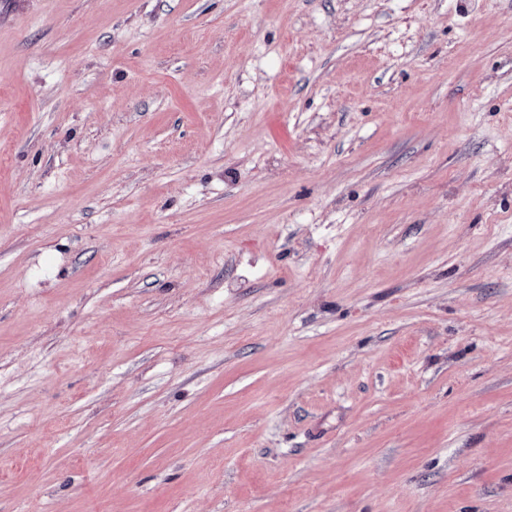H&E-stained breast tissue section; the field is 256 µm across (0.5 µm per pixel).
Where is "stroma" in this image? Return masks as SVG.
I'll use <instances>...</instances> for the list:
<instances>
[{"mask_svg":"<svg viewBox=\"0 0 512 512\" xmlns=\"http://www.w3.org/2000/svg\"><path fill=\"white\" fill-rule=\"evenodd\" d=\"M0 512H512V0H0Z\"/></svg>","mask_w":512,"mask_h":512,"instance_id":"obj_1","label":"stroma"}]
</instances>
